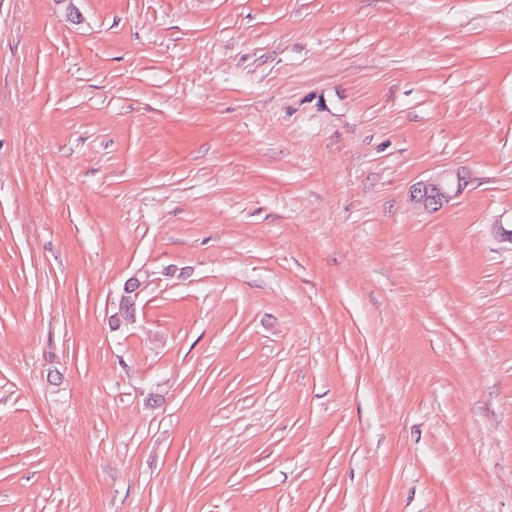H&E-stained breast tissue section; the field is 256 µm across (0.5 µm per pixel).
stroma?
I'll return each instance as SVG.
<instances>
[{
    "label": "stroma",
    "mask_w": 512,
    "mask_h": 512,
    "mask_svg": "<svg viewBox=\"0 0 512 512\" xmlns=\"http://www.w3.org/2000/svg\"><path fill=\"white\" fill-rule=\"evenodd\" d=\"M75 4L0 0V512H512V0ZM466 182V176L461 170L444 169L419 182L412 197L413 203L426 210H432V202L444 208L463 192ZM176 269L174 267H167L163 269L162 271L158 272L154 270L153 268H149L147 266H141L137 269H135L129 278L127 280H132L138 282L140 285V291L138 293V296L141 295L142 291L147 288L151 283L159 281L162 278L172 279L175 277ZM161 275V277L157 276ZM137 283H129L127 284L130 301L129 304L125 310L124 317L125 318H133L137 317L138 319L141 318V312H142V303L141 298L135 299L137 295V291L139 288V285Z\"/></svg>",
    "instance_id": "1"
}]
</instances>
